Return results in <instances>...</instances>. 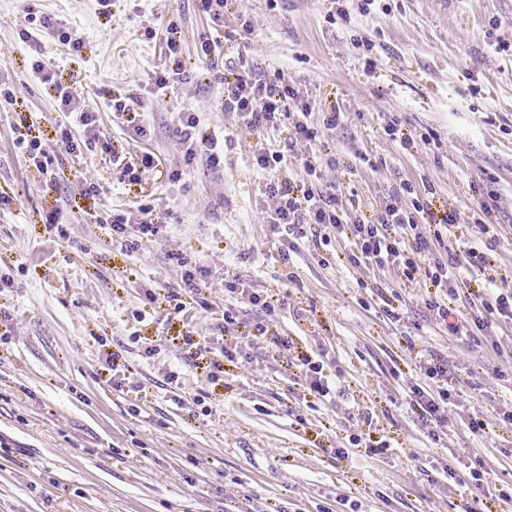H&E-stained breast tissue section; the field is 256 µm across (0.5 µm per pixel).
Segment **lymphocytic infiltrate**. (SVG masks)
I'll return each mask as SVG.
<instances>
[{"mask_svg": "<svg viewBox=\"0 0 512 512\" xmlns=\"http://www.w3.org/2000/svg\"><path fill=\"white\" fill-rule=\"evenodd\" d=\"M21 38L31 45H40L51 37L80 51L83 39L76 31L64 27L53 15L28 13L20 30ZM33 80L53 87L60 108L57 122L59 150L77 156L83 150L100 145L102 151H111L110 143L99 140L96 117L91 112L77 109L73 89L56 78L48 62L39 60L32 66ZM297 103L295 111H287L286 100ZM224 109L236 113L249 128L259 132L277 131L290 127L294 140L305 141L316 137V123L326 127L336 124V113L317 118L315 107L300 100L291 86L267 83L249 74H236L234 80L224 83ZM198 113H180L177 134L187 157L206 155L211 164H219V150L214 141L200 132ZM82 134H75V127ZM305 180L276 177L267 180L261 192L269 201L263 220L270 235L278 241L282 258L297 251L298 240L311 238L314 246L338 243L347 263L355 268H366L390 274L393 281L422 283L425 304L436 316L439 325L450 336L464 345L475 342L477 335L491 337V349L501 361H512V345L503 346L493 340L497 329L512 327V289L498 286L495 277H488L467 299L472 312H463L458 304L459 291L464 283L462 274L471 268L487 269L492 262L483 250L493 225L477 224L476 234L462 240L455 233L459 217L455 210L438 211L430 202L413 200L403 206L397 200L386 201L376 219H368L340 206L335 195L325 192L315 181L316 156H305ZM443 245V255H436L435 245ZM323 354H298L295 366L309 386V393L317 400L335 402L337 384L324 373ZM426 384H413L409 388V407L418 422L431 437L448 426V408L451 391L448 387V367L438 363L420 364Z\"/></svg>", "mask_w": 512, "mask_h": 512, "instance_id": "lymphocytic-infiltrate-1", "label": "lymphocytic infiltrate"}]
</instances>
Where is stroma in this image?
Returning a JSON list of instances; mask_svg holds the SVG:
<instances>
[{
	"mask_svg": "<svg viewBox=\"0 0 512 512\" xmlns=\"http://www.w3.org/2000/svg\"><path fill=\"white\" fill-rule=\"evenodd\" d=\"M30 7L77 29L81 52L52 38L37 49L24 43ZM98 9L96 0H0V87L16 96L0 109V277L11 282L0 291L10 318L0 324L9 335L0 341V442L10 447L0 452V512H512L501 498L512 491V427L477 441L458 423L433 443L406 387L416 360L442 359L461 417L481 402L507 410L512 365L438 328L422 288L401 287V321L392 323L375 293L388 278L351 268L338 245L303 239L300 256L284 263L268 241L264 175L251 159L263 145L287 151L289 132L258 135L224 109L225 78L247 66L339 112L336 128H317L319 185L371 218L388 195L406 205L418 194L455 209L463 236L478 219L497 225L496 283L512 287V0H375L346 21L334 0H228L225 25L248 20L252 32L246 48L222 45L214 64L201 38L223 34L209 28L200 0H112L108 17ZM38 58L77 89L115 149L54 162L52 187L15 145L24 134L46 147L57 140L55 93L30 78ZM161 64L195 77L156 96L151 75ZM116 98L135 112L113 111ZM181 112L200 113L202 134L224 151L218 166L185 165ZM391 125L402 139H390ZM147 153L158 167L141 169ZM116 156L138 166L137 183L113 186ZM175 169L181 180L170 179ZM91 183L103 218L152 208L159 237L125 247L75 209L68 223L47 224ZM181 257L211 275L200 303L179 312L168 297L184 287ZM291 274L299 285L290 290ZM234 280L287 295L269 323L293 351L326 350L343 397L307 407L295 369L263 339L249 360L225 362L215 383L173 345L188 329L235 348L260 316L226 291ZM228 306L235 323L224 332ZM148 339L161 343L150 358ZM110 351L127 364L120 390L105 367ZM358 405L372 424L346 420ZM371 439L389 446L370 453ZM340 448L348 457H337ZM475 457L488 485L439 484L443 469Z\"/></svg>",
	"mask_w": 512,
	"mask_h": 512,
	"instance_id": "35a3bbf8",
	"label": "stroma"
}]
</instances>
